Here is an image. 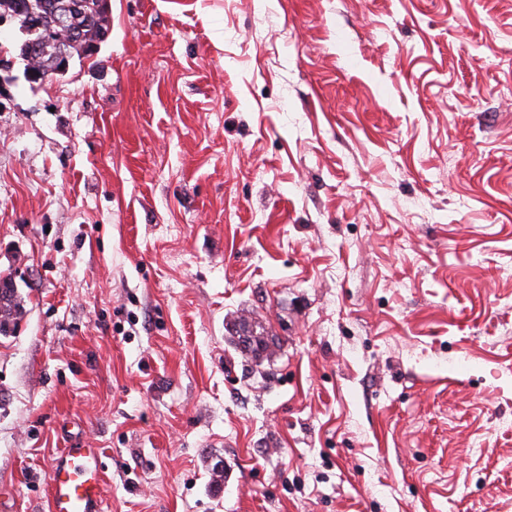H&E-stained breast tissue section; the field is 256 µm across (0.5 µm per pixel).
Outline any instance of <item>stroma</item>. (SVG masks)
Listing matches in <instances>:
<instances>
[{"instance_id":"1","label":"stroma","mask_w":512,"mask_h":512,"mask_svg":"<svg viewBox=\"0 0 512 512\" xmlns=\"http://www.w3.org/2000/svg\"><path fill=\"white\" fill-rule=\"evenodd\" d=\"M110 5L0 84V512L75 443L103 512H512V0ZM81 1L79 10L71 14L69 28L77 31L80 41L77 45H68L66 50L77 55L78 58L91 57L100 50V45L89 52V48L100 39L101 30L108 28L110 20L98 13L97 2L99 0H76ZM56 52L57 48L55 46H50L47 53L35 60L37 66L45 71H47L49 68H52L55 62V67L53 70L44 72L41 69L27 68V70L24 72V75L31 84H34V82H40L41 80L44 81L46 78L52 75L63 76L68 72L72 61L70 55L65 51L59 52L55 61ZM6 277H2L0 280V334L2 335L7 333V328L4 327V320L10 323V321L14 320V316L17 315L20 308L15 288H3L4 285L8 284L7 281H10Z\"/></svg>"}]
</instances>
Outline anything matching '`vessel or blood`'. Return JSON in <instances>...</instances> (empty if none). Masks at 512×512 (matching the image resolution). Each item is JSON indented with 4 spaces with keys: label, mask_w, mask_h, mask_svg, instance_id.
Instances as JSON below:
<instances>
[{
    "label": "vessel or blood",
    "mask_w": 512,
    "mask_h": 512,
    "mask_svg": "<svg viewBox=\"0 0 512 512\" xmlns=\"http://www.w3.org/2000/svg\"><path fill=\"white\" fill-rule=\"evenodd\" d=\"M102 456L78 445L61 451L47 474L50 512H102Z\"/></svg>",
    "instance_id": "1"
}]
</instances>
